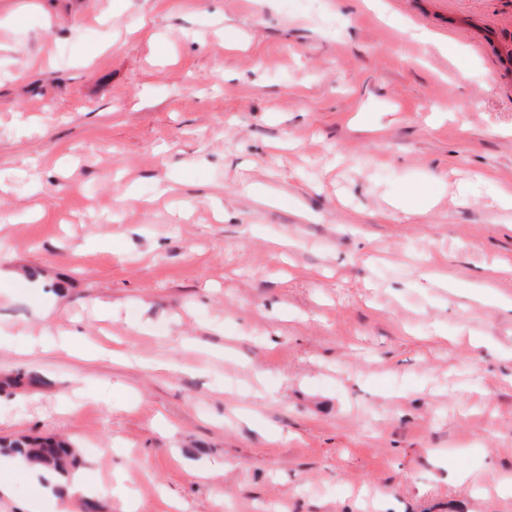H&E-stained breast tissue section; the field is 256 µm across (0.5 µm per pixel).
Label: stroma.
<instances>
[{
    "mask_svg": "<svg viewBox=\"0 0 512 512\" xmlns=\"http://www.w3.org/2000/svg\"><path fill=\"white\" fill-rule=\"evenodd\" d=\"M0 182L81 512H512V0H0Z\"/></svg>",
    "mask_w": 512,
    "mask_h": 512,
    "instance_id": "obj_1",
    "label": "stroma"
}]
</instances>
